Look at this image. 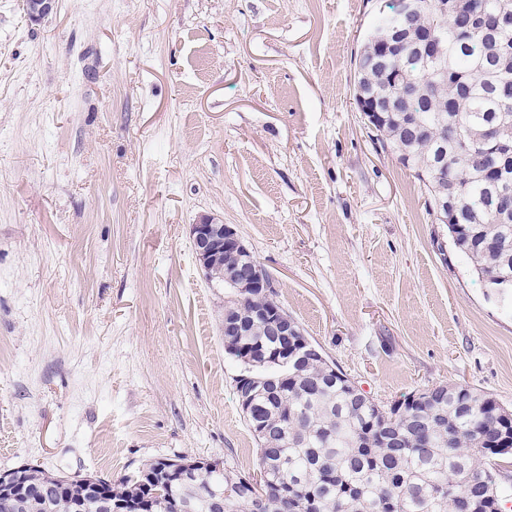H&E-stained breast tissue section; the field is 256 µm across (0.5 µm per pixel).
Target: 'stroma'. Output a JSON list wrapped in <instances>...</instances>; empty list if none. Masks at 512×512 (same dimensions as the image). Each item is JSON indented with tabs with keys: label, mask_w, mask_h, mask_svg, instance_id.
I'll return each instance as SVG.
<instances>
[{
	"label": "stroma",
	"mask_w": 512,
	"mask_h": 512,
	"mask_svg": "<svg viewBox=\"0 0 512 512\" xmlns=\"http://www.w3.org/2000/svg\"><path fill=\"white\" fill-rule=\"evenodd\" d=\"M387 2L58 0L35 25L0 0V471L256 469L205 215L375 401L459 385L512 410V305L354 98Z\"/></svg>",
	"instance_id": "35a3bbf8"
}]
</instances>
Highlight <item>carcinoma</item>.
Masks as SVG:
<instances>
[{
    "label": "carcinoma",
    "mask_w": 512,
    "mask_h": 512,
    "mask_svg": "<svg viewBox=\"0 0 512 512\" xmlns=\"http://www.w3.org/2000/svg\"><path fill=\"white\" fill-rule=\"evenodd\" d=\"M506 10L508 0H467L463 14L438 13L433 0H420L406 17L400 0L374 22L382 26L420 27L441 41L442 54L431 58L405 49L392 67L423 85L424 96L410 102L411 122L423 130L414 139L391 123L376 129L377 140L392 148L400 163L414 171L434 209L442 188L465 217L453 224L455 248L488 288L512 279V216L501 218L502 194H512V154L484 144L467 152L461 138L469 130L498 129L512 145V84L502 83L497 46L512 45V20L498 36H485L471 21ZM368 85L380 98L399 101L409 93L401 84L382 80L368 50L355 59L354 85ZM275 306L264 290L237 301L251 335L235 340L252 351H279L280 343L251 321L253 312ZM255 378L249 428H269L267 446L258 448V471H267L261 490L248 477L226 470L220 476L198 470L188 485L163 480L155 459L134 476L111 483L122 502L143 495L154 512H166L171 500L187 499L193 512H210L209 487L234 488L229 512H497L507 497L496 460L509 455L498 448L512 436V416L492 397L464 386H438L426 400L406 396L386 406L373 398H354L345 380L325 373L322 364L288 362L283 374L276 359H237ZM22 483L49 489L55 512H66L59 496H79L76 480L61 485L56 475L25 467Z\"/></svg>",
    "instance_id": "obj_1"
}]
</instances>
